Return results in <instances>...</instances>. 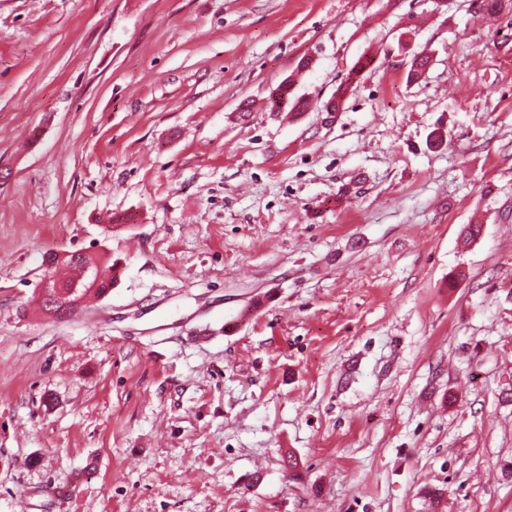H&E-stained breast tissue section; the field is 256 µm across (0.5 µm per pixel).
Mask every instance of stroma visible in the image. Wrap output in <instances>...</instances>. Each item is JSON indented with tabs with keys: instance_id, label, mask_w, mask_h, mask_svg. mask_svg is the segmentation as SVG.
<instances>
[{
	"instance_id": "1",
	"label": "stroma",
	"mask_w": 512,
	"mask_h": 512,
	"mask_svg": "<svg viewBox=\"0 0 512 512\" xmlns=\"http://www.w3.org/2000/svg\"><path fill=\"white\" fill-rule=\"evenodd\" d=\"M477 3L0 0V512H512V5ZM103 248L111 292L43 313L44 254Z\"/></svg>"
}]
</instances>
